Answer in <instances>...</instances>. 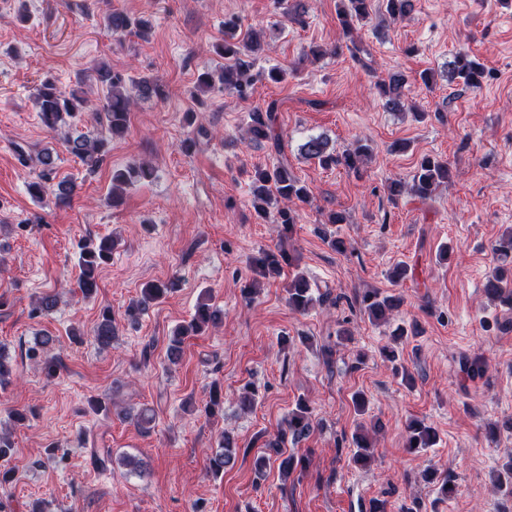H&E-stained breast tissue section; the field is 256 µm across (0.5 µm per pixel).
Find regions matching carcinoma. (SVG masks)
<instances>
[{"instance_id":"carcinoma-1","label":"carcinoma","mask_w":512,"mask_h":512,"mask_svg":"<svg viewBox=\"0 0 512 512\" xmlns=\"http://www.w3.org/2000/svg\"><path fill=\"white\" fill-rule=\"evenodd\" d=\"M413 7V0H337L336 21L343 34L352 40L358 28L367 24L373 14L378 12L395 21L408 16ZM103 21L107 30L115 35L128 32L145 35L150 29L148 20L134 18L117 9L107 13ZM213 49L215 55L224 60V64L214 71L199 74L197 87L204 92L218 87L234 90L241 96L246 95L255 81L256 58L253 54L261 49V30L251 29L243 34L239 31L237 19L228 17L224 19V39L216 43ZM95 73L97 80L108 87L107 96L99 107L90 108L89 100L81 88L65 92L49 78L41 82L35 95L40 119L44 127L51 132L58 131L66 124V119L75 118L88 109L92 110L99 123L103 124L107 131L105 135L93 136L77 129L65 134L69 152L90 169L98 167L103 162L108 152V143L127 132L130 112L136 101L153 97L161 99L166 96L165 89L156 80L145 77L127 79L120 73L112 72V67L105 63L99 65ZM488 78L490 73L485 65L468 51H457L448 64L450 84L459 79L466 87L479 89ZM376 88L387 111L400 112L405 108L408 87L404 75L392 74L388 79L377 83ZM276 112L278 104L275 101L250 112L245 135L254 143H270L279 156L273 167H258L254 170L250 202L261 219L269 216L271 208H276L277 235L283 242L292 237L297 224V213L292 205L308 201L311 190L290 170L282 139L275 127ZM300 151L305 158L316 161L325 169L341 167L355 174L360 173L364 161L370 155V147L359 140L338 153L329 148L328 140L322 136L309 138L301 145ZM34 162L39 167V172L37 180L30 182L28 187L34 196L42 200L47 194L46 182L56 168V159L51 153L40 151ZM452 176V168L448 161L424 155L416 164L411 185L406 187L399 182L390 183L387 186L388 197L395 201L407 188L414 196L426 200L431 198L440 185L450 182ZM152 177L153 168L147 162H134L124 170L112 172V203L115 204L120 199L119 191L123 186L134 181H147ZM73 194L72 181H59L52 191L54 204L69 205ZM112 248L113 241L110 237H104L98 243L83 248L80 255L78 287L84 296L90 297L97 293V271L111 261ZM494 250L500 264L488 276L485 292L490 299L512 306V230L496 242ZM286 265H292V257L282 244L274 250H262L251 259V268L257 277L278 275ZM175 288L177 283L174 281L146 284L142 288L141 298L127 309V315L132 317L144 311L150 304L164 298ZM286 292L288 304L298 312L307 311L316 302L310 293L308 282L301 274L291 279ZM356 302L371 323L380 324L388 323L394 318L402 304V298L397 294H384L373 290L358 295ZM220 319L221 315L216 309L201 301L197 304L187 327L178 332V335L201 334L216 325ZM114 334L115 318L112 310L105 307L95 324L93 338L99 346L108 347L112 344ZM223 405V387L215 383L210 389L205 412L212 415L223 408ZM314 428L312 408L306 399L300 398L295 407L288 412L277 432L263 441V447L272 449L281 457L279 468L282 473L288 474L296 468L295 457L284 455L283 448L290 441L295 443L308 437ZM435 442L436 433L431 427L420 420L409 421L405 439V448L409 452L430 448ZM352 445V460L355 463L362 462L374 454L372 443L362 433L353 435ZM237 453L238 446L235 440L229 434H224L220 441V452L212 458L210 473L216 477L224 469L234 465ZM423 479L436 483L443 499L451 497L455 492L454 479L448 474L442 476L436 470L428 468L423 473ZM495 486L502 494L512 496V458L502 467L495 479Z\"/></svg>"}]
</instances>
